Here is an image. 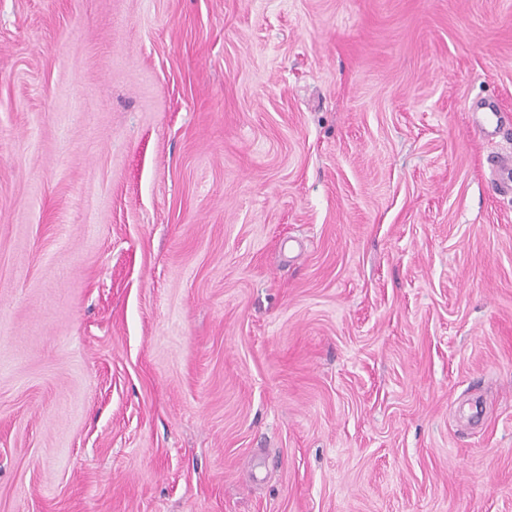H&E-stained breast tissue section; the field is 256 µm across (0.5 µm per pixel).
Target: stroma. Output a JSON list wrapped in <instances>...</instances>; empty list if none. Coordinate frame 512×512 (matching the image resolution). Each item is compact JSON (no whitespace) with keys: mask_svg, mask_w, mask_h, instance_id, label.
<instances>
[{"mask_svg":"<svg viewBox=\"0 0 512 512\" xmlns=\"http://www.w3.org/2000/svg\"><path fill=\"white\" fill-rule=\"evenodd\" d=\"M512 0H0V512H512ZM505 115L496 107L489 106L486 112H480L473 123L474 130L481 137H489L496 134L505 122Z\"/></svg>","mask_w":512,"mask_h":512,"instance_id":"1","label":"stroma"}]
</instances>
